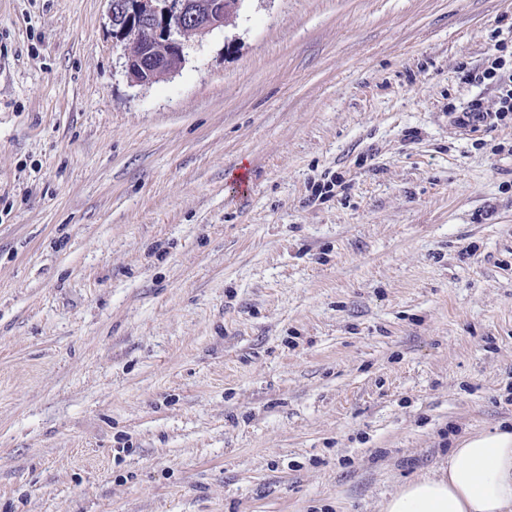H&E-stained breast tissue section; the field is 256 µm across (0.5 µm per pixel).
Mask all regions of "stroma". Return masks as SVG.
<instances>
[{"mask_svg": "<svg viewBox=\"0 0 512 512\" xmlns=\"http://www.w3.org/2000/svg\"><path fill=\"white\" fill-rule=\"evenodd\" d=\"M109 8L0 0V512H381L511 426L512 0H244L147 86ZM484 68L477 67L468 71V82L484 83L491 78H497V99L493 107L485 106L483 101L475 99L457 116L456 123L462 126L491 125L495 121H503L512 112V73H500L502 61L500 56L490 54L485 59Z\"/></svg>", "mask_w": 512, "mask_h": 512, "instance_id": "35a3bbf8", "label": "stroma"}]
</instances>
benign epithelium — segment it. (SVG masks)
Instances as JSON below:
<instances>
[{
	"label": "benign epithelium",
	"instance_id": "obj_1",
	"mask_svg": "<svg viewBox=\"0 0 512 512\" xmlns=\"http://www.w3.org/2000/svg\"><path fill=\"white\" fill-rule=\"evenodd\" d=\"M110 21L127 77L146 86L177 73L192 44L224 28V0H110Z\"/></svg>",
	"mask_w": 512,
	"mask_h": 512
}]
</instances>
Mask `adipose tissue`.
Returning a JSON list of instances; mask_svg holds the SVG:
<instances>
[{"mask_svg": "<svg viewBox=\"0 0 512 512\" xmlns=\"http://www.w3.org/2000/svg\"><path fill=\"white\" fill-rule=\"evenodd\" d=\"M382 512H512V431L461 439L446 465L404 483Z\"/></svg>", "mask_w": 512, "mask_h": 512, "instance_id": "adipose-tissue-1", "label": "adipose tissue"}]
</instances>
